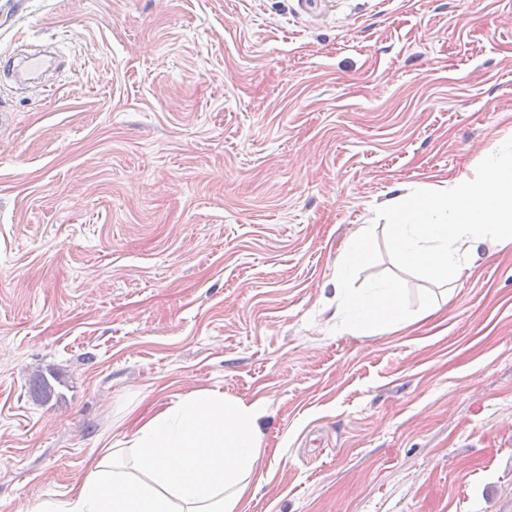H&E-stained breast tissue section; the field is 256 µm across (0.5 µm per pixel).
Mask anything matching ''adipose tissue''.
<instances>
[{"label":"adipose tissue","mask_w":512,"mask_h":512,"mask_svg":"<svg viewBox=\"0 0 512 512\" xmlns=\"http://www.w3.org/2000/svg\"><path fill=\"white\" fill-rule=\"evenodd\" d=\"M371 232L368 224L356 230L333 271V316L351 333L408 320L400 282L353 285ZM266 412L264 401L229 399L219 390L178 396L135 423L128 444L104 442L81 481L30 512H237L256 471Z\"/></svg>","instance_id":"adipose-tissue-1"}]
</instances>
